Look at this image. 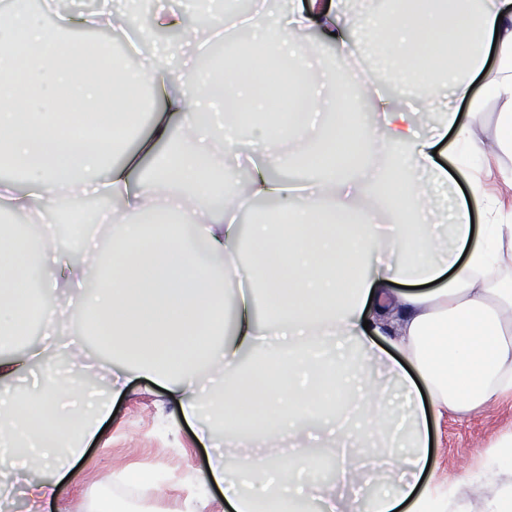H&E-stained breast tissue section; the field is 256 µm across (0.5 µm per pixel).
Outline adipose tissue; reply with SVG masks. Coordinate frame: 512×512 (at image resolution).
Listing matches in <instances>:
<instances>
[{"label": "adipose tissue", "mask_w": 512, "mask_h": 512, "mask_svg": "<svg viewBox=\"0 0 512 512\" xmlns=\"http://www.w3.org/2000/svg\"><path fill=\"white\" fill-rule=\"evenodd\" d=\"M345 3L310 0L280 19L259 0L248 17L194 29L158 0L155 24L182 34L179 53L229 27L271 60L288 59L304 95L287 118L249 128L241 119L261 112L263 97L239 66L201 80L191 66L110 63L89 78L84 65L98 66L106 50L62 46L74 10L49 30L23 0L0 8V170L22 175L0 181V198L38 230L29 238L0 225V336L36 324L58 338L50 353L0 356V384L38 372L37 393L0 410V474L33 472L29 512L60 500L65 474L110 414L109 399L83 400L66 367L83 348L59 318L65 288L82 289L79 320L114 357L139 356L184 418L224 412V453L208 478L232 512H296L305 502L323 512H468L462 487L428 473L429 419L512 395V178L502 171L512 159V0H389L356 17ZM315 33L341 60L354 42L380 45L372 72L402 64L439 76L446 92L398 101L373 81L336 76L312 51ZM353 85L373 111L359 128L343 112ZM143 87L162 105L153 143L178 139L144 175L136 154L110 161ZM489 101L498 110L483 138ZM319 113L334 117L324 135L311 130ZM90 116L98 135H69ZM447 135L448 167L433 153ZM375 157L385 175L374 179L365 171ZM289 167L304 178L279 179ZM78 192L114 203L97 218L112 274L89 267L81 245L63 248L40 231ZM262 200L278 201L287 225L240 224ZM216 258L237 295L228 330ZM217 376L223 386L200 395L198 383ZM511 457L512 431L490 443L471 482L490 489L484 512H512Z\"/></svg>", "instance_id": "1"}]
</instances>
